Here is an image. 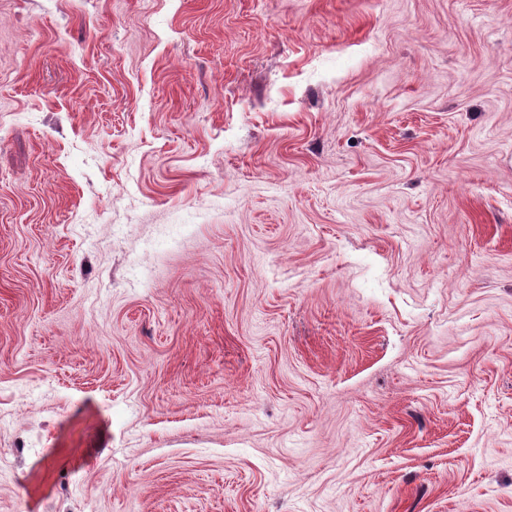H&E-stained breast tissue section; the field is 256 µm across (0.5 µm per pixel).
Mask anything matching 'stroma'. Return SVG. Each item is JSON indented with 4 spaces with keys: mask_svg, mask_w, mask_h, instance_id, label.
Listing matches in <instances>:
<instances>
[{
    "mask_svg": "<svg viewBox=\"0 0 512 512\" xmlns=\"http://www.w3.org/2000/svg\"><path fill=\"white\" fill-rule=\"evenodd\" d=\"M0 512H512V0H0Z\"/></svg>",
    "mask_w": 512,
    "mask_h": 512,
    "instance_id": "35a3bbf8",
    "label": "stroma"
}]
</instances>
